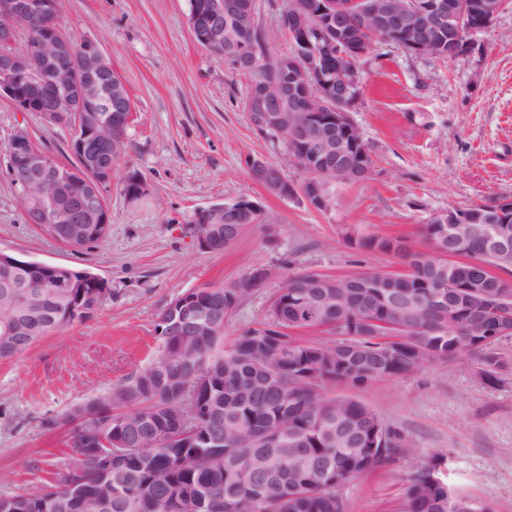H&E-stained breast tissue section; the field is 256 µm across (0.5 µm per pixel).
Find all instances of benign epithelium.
I'll list each match as a JSON object with an SVG mask.
<instances>
[{
  "label": "benign epithelium",
  "instance_id": "7a95c632",
  "mask_svg": "<svg viewBox=\"0 0 512 512\" xmlns=\"http://www.w3.org/2000/svg\"><path fill=\"white\" fill-rule=\"evenodd\" d=\"M60 0H0V46H12L19 33L32 34L34 16L48 14ZM350 12L352 27L374 31L392 23L402 36L408 37L409 51L419 56L435 52L432 26L443 22L455 27L457 48L448 54L453 59L472 49L473 36L488 30L504 6V0H480L473 5L467 0H354ZM235 21L238 32L252 29L255 19L254 0H191L189 25L196 43L211 48L224 44V58L242 71H251L257 61L252 50L240 38L224 39V19ZM62 11L52 17L51 27L42 32L34 43L13 52L0 54V98L9 100L22 112H37L49 125L61 123L73 129L70 148L83 167L62 169L50 156L31 146L28 135L16 132L9 153L23 152L19 167L9 169V178L18 187L21 199L34 200L41 207L42 224H51L69 243L82 240L90 224L111 223V212L105 189L112 182V160L119 158L125 134L112 128V110L125 105L123 83L112 77V63L99 43L82 40L75 48L72 40L61 30ZM293 46L312 50L309 59L296 53L281 63L288 73V87L279 82L270 83L254 93L248 101L255 128L276 131L286 141L302 143L312 157L330 158L345 152V137L357 129L345 102L359 96V81L351 66L350 55L336 60V78L325 82L322 98L308 97V86L314 76L313 59L330 53L337 41L343 39V13L333 0H289L284 14ZM51 90L42 91L45 82ZM300 112L297 120L285 122L283 113ZM245 166L249 172L260 174L261 184L272 194L288 197L301 195L305 201L315 200L322 210L333 208V199L325 193V186L334 181L339 170L324 167L312 171L311 181L297 187L281 173L272 169L264 158L248 155ZM81 181L85 189L79 193L72 184ZM257 210L258 206L246 199L232 203L214 204L195 212L193 224L200 248L213 252L219 236L227 244L234 243L244 229L239 223L242 210ZM512 202H497L492 213L479 221L457 211L439 213L440 223L448 225V237L479 235L488 250L499 258L512 256V226L507 215ZM269 279V271L257 267L236 279L237 288H257ZM346 279L335 275L315 273L312 286L321 289L319 303L327 302V290L345 287ZM486 278L473 275L463 293L454 297L444 309L448 324L457 323L461 304L465 301L481 303L486 299ZM512 297V283L496 285L493 312L501 336L512 334V308L504 301ZM193 300L186 292L174 297L158 318L161 325H171L177 312L188 308ZM171 332L184 336L186 332L171 325ZM81 421L89 435L106 445L108 441L99 431L98 415L81 409ZM177 437L195 431L199 417L184 412L176 417Z\"/></svg>",
  "mask_w": 512,
  "mask_h": 512
}]
</instances>
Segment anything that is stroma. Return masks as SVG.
Wrapping results in <instances>:
<instances>
[{
  "instance_id": "stroma-1",
  "label": "stroma",
  "mask_w": 512,
  "mask_h": 512,
  "mask_svg": "<svg viewBox=\"0 0 512 512\" xmlns=\"http://www.w3.org/2000/svg\"><path fill=\"white\" fill-rule=\"evenodd\" d=\"M256 5L266 49L278 53L288 0ZM189 14L190 0H63V32L99 42L133 102L107 192L111 229L100 243L77 252L26 223L6 171L9 141L24 131L67 165L72 131L0 99V250L90 270L111 288L87 317L0 362V494L68 465L64 416L150 362L157 315L174 296L266 268L267 282L224 315L225 336H236L268 322L272 296L290 275L401 271L393 256L354 246L358 234L412 237L434 212L512 198V0L471 51L451 60L373 40L351 115L376 155V172L338 190L327 213L251 180L249 154L279 165L293 184L303 174L284 147L254 129L242 105L244 79L195 42ZM131 175L147 186L141 199L125 194ZM243 196L276 219V240L265 225L249 224L224 252L201 249L195 211ZM495 350L503 363L495 382L482 377L476 359L462 358L326 386L368 406L410 448L348 482L340 491L346 512H402L409 477L435 457L455 491L490 512H512V337Z\"/></svg>"
}]
</instances>
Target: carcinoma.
<instances>
[{
	"label": "carcinoma",
	"instance_id": "obj_1",
	"mask_svg": "<svg viewBox=\"0 0 512 512\" xmlns=\"http://www.w3.org/2000/svg\"><path fill=\"white\" fill-rule=\"evenodd\" d=\"M247 39L255 49L257 69L234 73L246 80L248 98L259 75L288 81L278 62L294 48L289 45L272 56L258 31ZM357 162L358 176L339 177L327 185L326 193L371 179L375 160ZM420 235L431 252L448 246V225L431 217L420 225ZM407 242V236L372 232L354 239L360 248L399 259L410 257L402 250ZM456 250L460 261L445 267L443 274L429 270L431 261L412 260V271L388 278L383 288H372L362 278L358 286L337 289L334 301L322 311V323L339 324L346 332L342 338L309 342L293 336L286 341L278 331L299 320L300 308L318 298L307 273L289 276L288 288L274 293L267 323L228 343L222 328L197 330L182 348L181 337L159 335L158 354L116 390L115 402L131 404L125 414H112L110 402H91L107 422L106 439L121 467L105 476L85 427L76 423L70 447L80 468L60 470L49 483L39 480L20 493L1 495L0 512H11L15 503L27 504L25 512H54L52 503L66 501L75 486L98 508L79 506L73 512H343L338 489L395 462L407 448L391 428L384 445H373V411L352 398L322 392L323 384L355 386L422 369L417 336L388 347L367 329L366 320L424 328L435 357L478 354L483 377L498 379L503 364L494 351L499 337L492 313L473 307L451 328L442 321L437 295L442 284L451 287L461 280L470 260L510 276L512 264L484 253L472 237L459 242ZM195 297L207 310L220 303L230 311L244 293L210 284ZM101 299L89 282L82 289L71 288L44 280L29 266L9 272L0 267V361L22 353L4 341V327L35 328V343L83 318ZM192 378L204 380L196 394L202 411L196 433L155 446L158 437L168 436L173 406L182 403L183 386ZM283 424L287 433L277 444L264 440L262 434ZM460 498L446 483L433 481L425 468L408 481L404 512H448V500Z\"/></svg>",
	"mask_w": 512,
	"mask_h": 512
}]
</instances>
